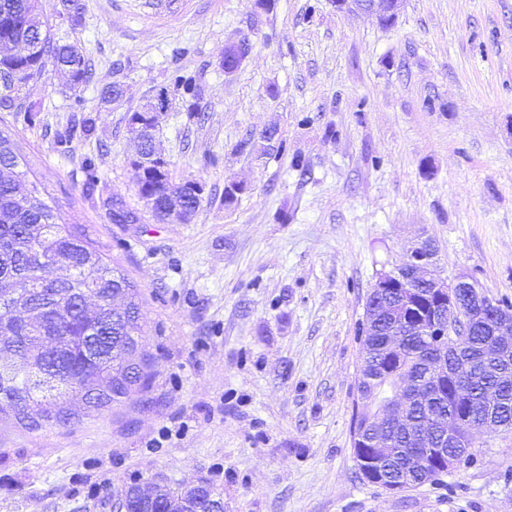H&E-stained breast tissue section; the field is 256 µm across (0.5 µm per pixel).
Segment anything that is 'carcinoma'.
Returning a JSON list of instances; mask_svg holds the SVG:
<instances>
[{"mask_svg": "<svg viewBox=\"0 0 512 512\" xmlns=\"http://www.w3.org/2000/svg\"><path fill=\"white\" fill-rule=\"evenodd\" d=\"M59 17L74 27L84 12L82 0H59ZM35 42L30 53L10 52L17 44ZM0 78L12 81L4 88L8 108L23 112L31 123L38 109L29 105L13 108V94L31 81L53 73L77 93L92 81L81 44L60 42L43 21L42 0H0ZM173 93L197 99L194 77L177 74L171 80ZM153 137L141 134L138 159L131 162L139 197L153 215L163 220L174 204L195 217L202 198L194 182L174 183L168 171L152 160ZM25 158L17 152L11 135L0 130V417L5 416L23 430L44 426L78 424L95 413L122 406L149 387L150 372L144 351L147 317L137 288L124 271L108 262L86 230L58 223L55 210L40 196L36 185L23 188ZM109 218L117 224L133 223L137 217L112 197L103 202ZM38 250L63 263L69 274L55 277L31 260ZM406 300L413 311L402 352L387 358L382 336H371L375 356L365 364V378L358 390L372 397L386 396L395 375L418 378L428 391V409L445 403L481 429L512 433V346L500 351L496 375L484 371L487 352L496 344L486 325L484 309L472 307L470 333L448 343L442 356L448 367L464 361L478 371L473 377L443 378L433 382L429 366L436 358L430 337L417 324L429 321L433 303H424L406 288L389 291ZM125 302V310H112V301ZM137 354L138 371L130 376L125 360ZM463 466L477 461L470 444L448 449ZM221 492L206 485L192 489L157 490L153 504H144L143 491L130 486L124 497L133 512H203L207 499Z\"/></svg>", "mask_w": 512, "mask_h": 512, "instance_id": "cac0c4a2", "label": "carcinoma"}]
</instances>
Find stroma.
<instances>
[{
	"label": "stroma",
	"instance_id": "1",
	"mask_svg": "<svg viewBox=\"0 0 512 512\" xmlns=\"http://www.w3.org/2000/svg\"><path fill=\"white\" fill-rule=\"evenodd\" d=\"M83 3L74 30L58 0L43 15L83 44L92 83L75 96L46 75L21 93L35 124L0 119L27 181L140 290L153 376L141 402L74 426L0 420V512H111L129 486L200 479L224 512H512V435H478V462L402 491L361 478L351 436L365 301L411 237L433 241L443 275L512 303V0H406L391 26L330 0ZM178 72L198 116L174 100L155 148L204 194L191 222L160 224L127 117ZM111 82L122 108L100 106ZM87 119L92 135L58 142ZM110 196L136 223H112Z\"/></svg>",
	"mask_w": 512,
	"mask_h": 512
}]
</instances>
